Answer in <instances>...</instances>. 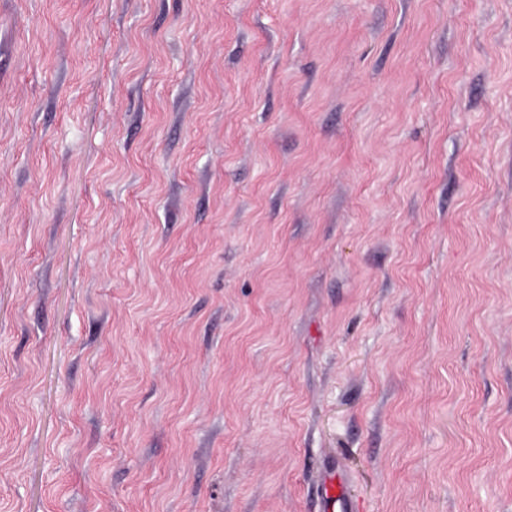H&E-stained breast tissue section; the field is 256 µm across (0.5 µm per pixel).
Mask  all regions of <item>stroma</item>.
I'll return each mask as SVG.
<instances>
[{"mask_svg":"<svg viewBox=\"0 0 512 512\" xmlns=\"http://www.w3.org/2000/svg\"><path fill=\"white\" fill-rule=\"evenodd\" d=\"M512 512V0H0V512ZM320 506L322 512H352L351 501L345 487V481L336 472V466L329 465L320 481Z\"/></svg>","mask_w":512,"mask_h":512,"instance_id":"35a3bbf8","label":"stroma"}]
</instances>
